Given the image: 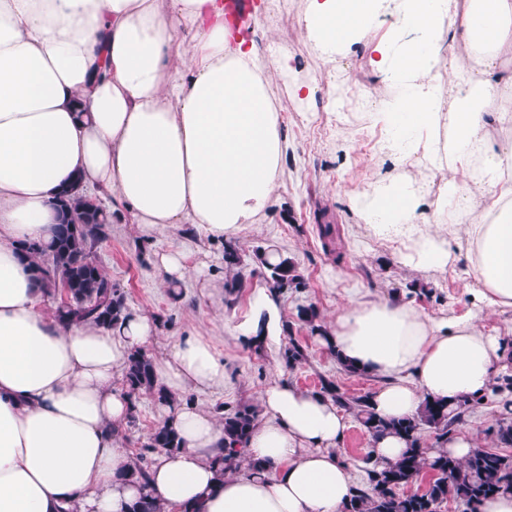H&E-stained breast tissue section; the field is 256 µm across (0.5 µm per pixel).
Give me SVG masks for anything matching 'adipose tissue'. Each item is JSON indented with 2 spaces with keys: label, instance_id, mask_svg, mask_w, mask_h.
Wrapping results in <instances>:
<instances>
[{
  "label": "adipose tissue",
  "instance_id": "obj_1",
  "mask_svg": "<svg viewBox=\"0 0 512 512\" xmlns=\"http://www.w3.org/2000/svg\"><path fill=\"white\" fill-rule=\"evenodd\" d=\"M385 14L388 37L371 40ZM298 23L327 63L364 44L393 88L368 107L398 173L350 196L363 224L401 242V262L442 271L455 255L436 224L470 218L469 273L486 305L512 308V112L500 107L512 76L497 66L512 50V0H306ZM459 44L474 63L455 57ZM280 79L301 110L321 90L292 77L289 56L264 57L224 0H0V512H127L140 491L112 430L132 402L114 377L158 333L141 311L116 331L58 323L20 242L53 236V201L76 179L147 240L188 224L221 244L263 223L288 149ZM409 166L444 175L439 194L415 186ZM282 321L278 296L257 283L232 335L274 350ZM329 334L348 363L384 378L373 408L395 419L427 398L490 393L506 350L475 317L437 321L380 297L351 298ZM156 371L176 395L224 386L223 358L197 334ZM259 400L247 450L265 471L221 481L209 461L222 425L196 403L175 408L183 446L150 467L165 512H341L354 484L334 452L340 408L278 377Z\"/></svg>",
  "mask_w": 512,
  "mask_h": 512
}]
</instances>
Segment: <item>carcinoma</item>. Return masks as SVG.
Instances as JSON below:
<instances>
[{
	"instance_id": "cac0c4a2",
	"label": "carcinoma",
	"mask_w": 512,
	"mask_h": 512,
	"mask_svg": "<svg viewBox=\"0 0 512 512\" xmlns=\"http://www.w3.org/2000/svg\"><path fill=\"white\" fill-rule=\"evenodd\" d=\"M59 217L56 231L48 243L24 242L20 252L28 262L35 282L43 296L56 300L54 316L64 325L94 323L116 328L125 319L130 307L125 291L112 281L97 256L98 246L108 239L114 214L104 209L97 198L72 185L63 189L56 199ZM265 283L279 293L290 288H305L307 283L297 263L280 256L276 263L267 260V250L259 247L254 253ZM224 267L232 273L227 282L230 292L242 287L244 259L237 243L223 246ZM319 317L313 306L298 309L297 318L311 332L324 334L316 324ZM288 342L282 360L294 369L305 360L302 344L293 337L292 325L285 324ZM122 385L134 402L141 395L170 409L177 400L159 382L155 359L144 350H133L122 367ZM319 392L333 398L345 410L354 414L367 439L396 434L406 443L403 455L393 463L378 466L370 454L361 461L366 483L354 488L342 512H441L442 504L452 498L465 506L467 512H480L481 505L499 495L512 493V456L475 446L470 454L459 459L448 453V433L461 421L471 407L467 400L444 404L427 399L412 417L388 419L376 415L371 396L348 398L330 379H320ZM224 429L226 454L213 459L220 475L233 474L243 468L249 474L265 471L264 464L245 454L249 437L257 425L259 414L252 406L219 407ZM435 434L440 448L428 455L424 448V433ZM181 448L178 433L164 420L141 443L126 477L146 486L153 458L173 454ZM427 479L424 488L413 493L405 488ZM128 512H163V506L145 493Z\"/></svg>"
}]
</instances>
